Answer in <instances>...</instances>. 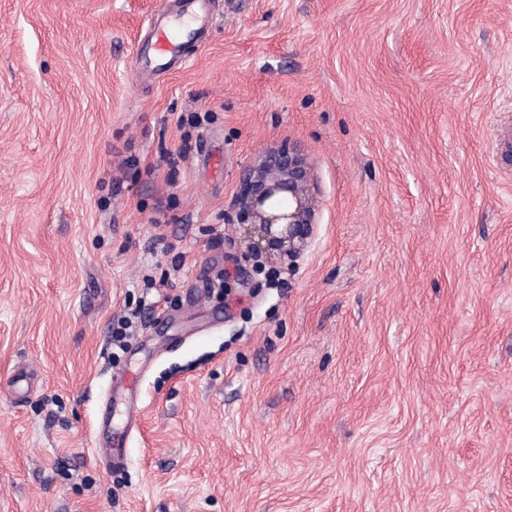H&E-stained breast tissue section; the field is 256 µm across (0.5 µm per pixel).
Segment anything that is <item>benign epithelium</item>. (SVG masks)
Here are the masks:
<instances>
[{"mask_svg": "<svg viewBox=\"0 0 512 512\" xmlns=\"http://www.w3.org/2000/svg\"><path fill=\"white\" fill-rule=\"evenodd\" d=\"M231 210L250 254L296 265L314 237L317 214V185L301 149L288 144L258 154L239 174Z\"/></svg>", "mask_w": 512, "mask_h": 512, "instance_id": "1", "label": "benign epithelium"}]
</instances>
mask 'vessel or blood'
Instances as JSON below:
<instances>
[{"label":"vessel or blood","instance_id":"1","mask_svg":"<svg viewBox=\"0 0 512 512\" xmlns=\"http://www.w3.org/2000/svg\"><path fill=\"white\" fill-rule=\"evenodd\" d=\"M219 8L218 0H179L166 5L136 49L135 75L154 78L182 63L186 45L197 42Z\"/></svg>","mask_w":512,"mask_h":512}]
</instances>
